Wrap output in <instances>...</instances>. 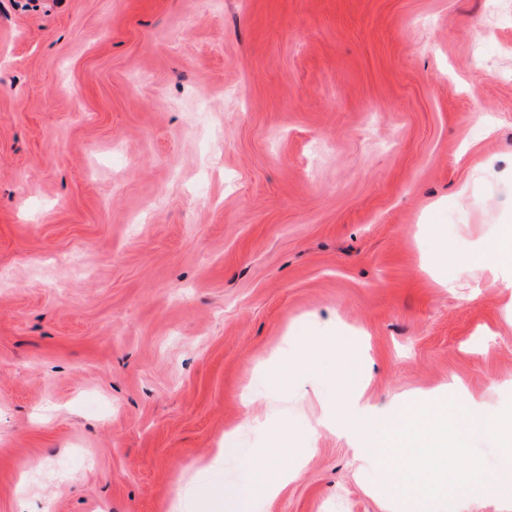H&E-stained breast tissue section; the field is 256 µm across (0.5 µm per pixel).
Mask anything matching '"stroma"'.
I'll return each instance as SVG.
<instances>
[{
  "label": "stroma",
  "mask_w": 512,
  "mask_h": 512,
  "mask_svg": "<svg viewBox=\"0 0 512 512\" xmlns=\"http://www.w3.org/2000/svg\"><path fill=\"white\" fill-rule=\"evenodd\" d=\"M503 224L512 0H0V512H384L315 423L512 403ZM491 265L495 277L498 271L512 270V224L501 225L493 247ZM266 479L263 487V495L267 499H273L283 487L297 477V472L280 467L274 461H265Z\"/></svg>",
  "instance_id": "stroma-1"
}]
</instances>
